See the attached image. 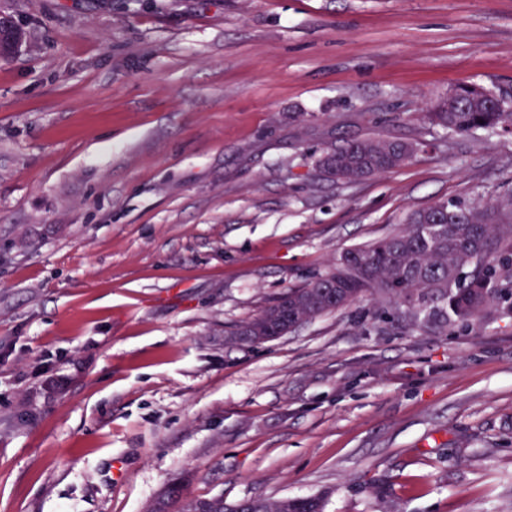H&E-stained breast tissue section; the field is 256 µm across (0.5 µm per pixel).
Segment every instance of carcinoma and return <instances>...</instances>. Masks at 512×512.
I'll return each mask as SVG.
<instances>
[{
    "mask_svg": "<svg viewBox=\"0 0 512 512\" xmlns=\"http://www.w3.org/2000/svg\"><path fill=\"white\" fill-rule=\"evenodd\" d=\"M494 94L471 85L460 88L451 111L438 102L431 123L452 135L512 129V101L496 105ZM416 153L411 143L367 138L327 154L323 170L354 180L396 170ZM370 297L401 306L397 317L415 323L436 317L468 327L491 312L512 314V194L484 202L439 200L412 211L405 227L372 243L347 250L327 271L290 288L254 317L241 322L230 344H261L286 331ZM293 498L193 499L178 485L155 503L160 512H295Z\"/></svg>",
    "mask_w": 512,
    "mask_h": 512,
    "instance_id": "cac0c4a2",
    "label": "carcinoma"
}]
</instances>
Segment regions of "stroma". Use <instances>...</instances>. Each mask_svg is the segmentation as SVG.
<instances>
[{"label":"stroma","instance_id":"35a3bbf8","mask_svg":"<svg viewBox=\"0 0 512 512\" xmlns=\"http://www.w3.org/2000/svg\"><path fill=\"white\" fill-rule=\"evenodd\" d=\"M0 512L327 494V512H512V316L360 300L224 330L439 199L512 188V0H0ZM417 145L356 181L347 142ZM459 89L460 95L451 112L443 109L442 100L434 106L433 112H428L431 123L452 135L512 129V101L505 98L502 105H495V95L481 87L471 85Z\"/></svg>","mask_w":512,"mask_h":512}]
</instances>
